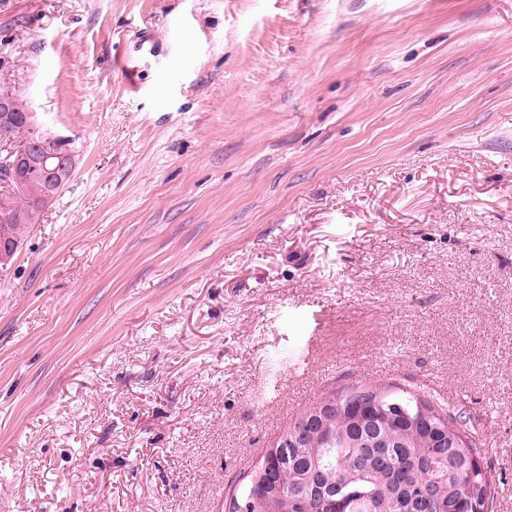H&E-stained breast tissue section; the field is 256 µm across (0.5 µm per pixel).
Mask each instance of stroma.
Masks as SVG:
<instances>
[{
	"instance_id": "obj_1",
	"label": "stroma",
	"mask_w": 512,
	"mask_h": 512,
	"mask_svg": "<svg viewBox=\"0 0 512 512\" xmlns=\"http://www.w3.org/2000/svg\"><path fill=\"white\" fill-rule=\"evenodd\" d=\"M1 90L76 166L0 267V512H224L352 384L512 512V0H0Z\"/></svg>"
}]
</instances>
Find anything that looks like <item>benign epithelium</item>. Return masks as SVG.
I'll use <instances>...</instances> for the list:
<instances>
[{
    "label": "benign epithelium",
    "mask_w": 512,
    "mask_h": 512,
    "mask_svg": "<svg viewBox=\"0 0 512 512\" xmlns=\"http://www.w3.org/2000/svg\"><path fill=\"white\" fill-rule=\"evenodd\" d=\"M0 150L7 152V156L10 157L8 166L15 172L19 170L24 172L32 166H39L46 171L51 183L49 188L43 191L41 198L44 205H49L57 187L62 182V177L70 172V166L64 162V157L71 158L73 154L68 152L64 156L61 155V152L56 150L55 143L41 136L31 137L22 146L15 145L10 137L1 136Z\"/></svg>",
    "instance_id": "obj_1"
}]
</instances>
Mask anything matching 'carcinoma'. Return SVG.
Masks as SVG:
<instances>
[{
	"mask_svg": "<svg viewBox=\"0 0 512 512\" xmlns=\"http://www.w3.org/2000/svg\"><path fill=\"white\" fill-rule=\"evenodd\" d=\"M20 111L10 135L26 140L30 111ZM0 180L17 190L0 198V224L12 225L15 245L28 224L41 220L40 181L34 174L20 185L0 170ZM310 430L302 448L271 447L260 466L224 500L228 512H317L329 488H336L344 512H474L478 501H493L491 469L475 464L482 444L467 421L447 404L404 389L351 386L328 394L306 411Z\"/></svg>",
	"mask_w": 512,
	"mask_h": 512,
	"instance_id": "carcinoma-1",
	"label": "carcinoma"
}]
</instances>
